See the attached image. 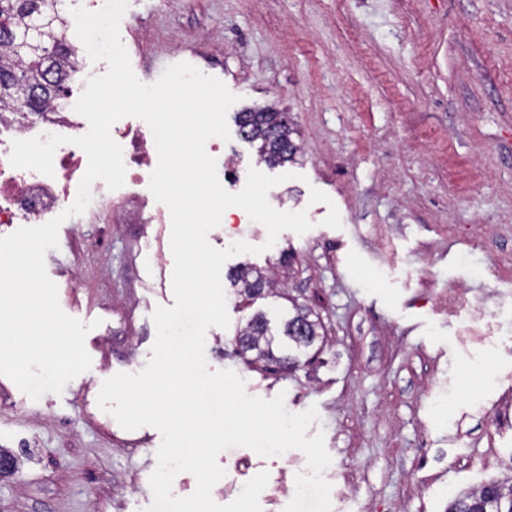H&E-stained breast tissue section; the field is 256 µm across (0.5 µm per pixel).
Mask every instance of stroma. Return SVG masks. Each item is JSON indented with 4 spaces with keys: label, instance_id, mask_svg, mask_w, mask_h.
Wrapping results in <instances>:
<instances>
[{
    "label": "stroma",
    "instance_id": "35a3bbf8",
    "mask_svg": "<svg viewBox=\"0 0 512 512\" xmlns=\"http://www.w3.org/2000/svg\"><path fill=\"white\" fill-rule=\"evenodd\" d=\"M132 69L156 82L187 62L237 95L276 104L300 146L269 167L230 126L228 192L250 169L289 179L268 193L306 211L305 234L243 218L208 234L257 253L228 259L276 272L283 296L253 307L227 295L228 328L206 332L210 369L249 395L316 407L332 462L331 512H446L463 492L512 476V0H128ZM171 224L61 225L46 269L62 310L93 328L90 369L32 400L0 375V512H145L162 436L123 429L97 397L152 356L157 306H173ZM326 341L298 367L268 371L236 353L252 311L290 299ZM213 500L231 503L260 472L262 512H283L303 452L218 456Z\"/></svg>",
    "mask_w": 512,
    "mask_h": 512
}]
</instances>
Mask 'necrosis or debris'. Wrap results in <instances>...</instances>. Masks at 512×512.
I'll use <instances>...</instances> for the list:
<instances>
[{
	"instance_id": "obj_1",
	"label": "necrosis or debris",
	"mask_w": 512,
	"mask_h": 512,
	"mask_svg": "<svg viewBox=\"0 0 512 512\" xmlns=\"http://www.w3.org/2000/svg\"><path fill=\"white\" fill-rule=\"evenodd\" d=\"M87 130V120L64 106L50 104L34 112H0V229L46 223L74 202L88 158L72 140ZM50 134L68 138L67 144L55 152L53 176L11 165L13 140ZM111 136L123 151L125 182L129 188H137L145 174L156 167L158 155L151 129L139 118L118 121L111 128Z\"/></svg>"
}]
</instances>
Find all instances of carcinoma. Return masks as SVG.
<instances>
[{"label": "carcinoma", "instance_id": "carcinoma-1", "mask_svg": "<svg viewBox=\"0 0 512 512\" xmlns=\"http://www.w3.org/2000/svg\"><path fill=\"white\" fill-rule=\"evenodd\" d=\"M60 0H0V103L19 108L30 102L53 101L65 91L64 78L47 82L66 54L68 22L58 9ZM240 134L259 143L260 160L269 166L294 160L298 146L286 113L272 107L235 113ZM230 287L248 304L256 294L273 290L274 280L241 266L228 271ZM293 314L279 327L262 312L255 313L237 333V353L249 364L293 365L323 341V325L310 308L292 303ZM448 512H512V479L492 481L462 493Z\"/></svg>", "mask_w": 512, "mask_h": 512}]
</instances>
